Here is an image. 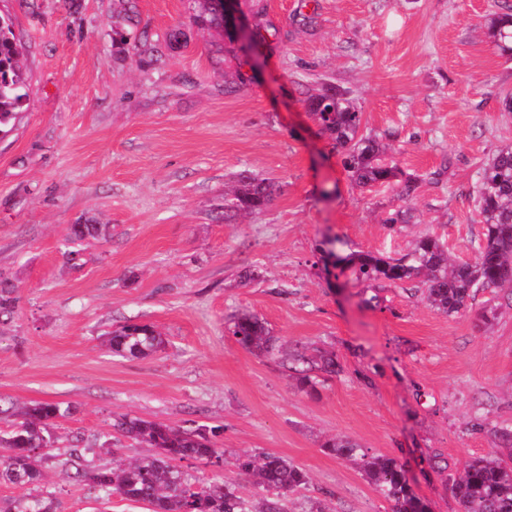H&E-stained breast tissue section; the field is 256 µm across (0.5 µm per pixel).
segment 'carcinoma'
Listing matches in <instances>:
<instances>
[{"instance_id":"carcinoma-1","label":"carcinoma","mask_w":512,"mask_h":512,"mask_svg":"<svg viewBox=\"0 0 512 512\" xmlns=\"http://www.w3.org/2000/svg\"><path fill=\"white\" fill-rule=\"evenodd\" d=\"M194 21L211 28H224V19L212 0H198ZM488 29L499 50L512 55V12L496 13L488 20ZM21 46L10 20L0 16V128L9 126L18 115L24 94ZM309 114L336 146L347 153L344 162L351 182L357 187L397 181L402 197L409 199L418 188V180L403 177L397 166L385 161L384 147L360 133L362 113L348 94L327 85L308 95ZM478 216L484 224V240L470 261L453 262L448 248L427 233L416 239L411 252L401 258L354 254L349 258L356 278L363 281L415 283L428 305L451 316L472 308L480 289L512 288V147L500 149L479 171L476 182ZM273 186L263 179L243 178L224 197V217L252 214L272 200ZM230 332L244 348L257 351L283 365L301 363L305 369L297 380L315 387L314 371L334 374L339 364L336 354L316 351L289 356L268 327L257 316L244 312L230 326ZM161 334L147 324L127 323L110 333L109 349L120 356L144 357L163 347ZM70 413V407L58 402H36L15 412L20 422L0 436V446L8 449L0 461V480L19 485H38L43 481L42 450L50 447L47 427ZM113 427L126 437L156 450L150 457L126 466L107 467L87 464L78 475L102 496L114 494L133 502H143L151 512H288L283 496L305 487L308 472L274 453L238 457L237 468L249 476L262 493L254 508L222 480L195 485L175 462H221L224 451L215 447L205 429L184 430L138 417L122 416ZM323 451L347 458L362 472L369 484L393 512H425V507L410 493L404 465L395 457L371 454L358 443L337 436L323 445ZM451 492L463 512H512V464L493 450L471 459L463 473L452 480ZM55 492L45 489L37 497L0 501V512H58Z\"/></svg>"}]
</instances>
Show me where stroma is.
<instances>
[{
	"label": "stroma",
	"instance_id": "1",
	"mask_svg": "<svg viewBox=\"0 0 512 512\" xmlns=\"http://www.w3.org/2000/svg\"><path fill=\"white\" fill-rule=\"evenodd\" d=\"M500 2L255 0L267 28L254 69L223 32L191 24L196 0H0L27 93L0 133V280L16 289L0 318V407L71 405L42 463L63 512H148L90 490L69 460L76 445L92 464L150 456L114 429L123 415L216 428L223 465L179 467L248 501L258 491L234 457L271 452L310 476L291 512L310 499L391 512L323 452L344 435L405 463L429 512H460L448 474L512 429V293L478 292L472 312L446 316L403 286L357 282L341 259L398 258L424 233L472 259L476 173L512 146V56L487 29ZM236 69L245 81L227 88ZM325 82L350 91L387 161L419 177L412 199L351 184L304 102ZM242 177L270 181L272 201L218 221ZM398 209L411 219L389 229ZM84 222L105 233L73 262L69 228ZM486 306L498 311L488 328ZM242 311L288 353L334 350L339 372L300 389L229 333ZM129 322L154 326L164 348L113 354L106 335Z\"/></svg>",
	"mask_w": 512,
	"mask_h": 512
}]
</instances>
